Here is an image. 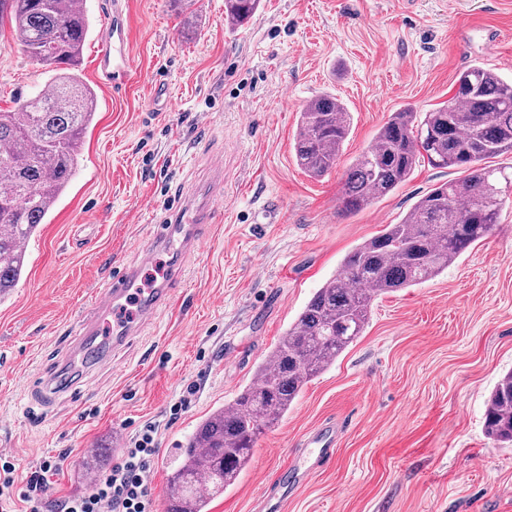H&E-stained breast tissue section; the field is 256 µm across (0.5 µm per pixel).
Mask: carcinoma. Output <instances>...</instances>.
Listing matches in <instances>:
<instances>
[{
	"instance_id": "1",
	"label": "carcinoma",
	"mask_w": 512,
	"mask_h": 512,
	"mask_svg": "<svg viewBox=\"0 0 512 512\" xmlns=\"http://www.w3.org/2000/svg\"><path fill=\"white\" fill-rule=\"evenodd\" d=\"M259 5L224 0V19L241 27ZM6 19L13 39L50 79L48 90L17 100V111H0V299L20 282L26 245L80 165L83 134L97 109L94 92L77 72L90 28L84 10L67 0H0V26ZM456 84L444 106L391 114L346 170L339 209L367 208L422 163L455 167L463 176L428 191L398 223L344 257L258 365L256 380L211 412L179 448L167 512H207L211 499L248 467L264 430L362 335L376 297L435 278L500 223L503 188L512 186V178L481 161L512 154V80L474 65ZM351 122L339 98L322 93L308 100L293 140L297 166L311 178L328 174ZM484 432L512 446V370L488 398Z\"/></svg>"
}]
</instances>
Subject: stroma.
<instances>
[{"label":"stroma","mask_w":512,"mask_h":512,"mask_svg":"<svg viewBox=\"0 0 512 512\" xmlns=\"http://www.w3.org/2000/svg\"><path fill=\"white\" fill-rule=\"evenodd\" d=\"M79 72L97 97L83 161L29 243L0 301V448L20 474L46 470L50 504L85 492L83 463L119 458L114 436L162 422L152 492L163 512L177 448L250 384L279 336L357 244L460 178L418 166L356 213L338 208L344 168L392 112L446 104L464 69L512 78V0H262L235 29L224 0H124L130 79L94 70L105 0H86ZM43 68L0 28V110L41 89ZM169 91L153 109L157 83ZM332 93L353 121L339 166H297L302 105ZM224 165V221L175 295L138 336L83 379L78 396L33 388L71 351L114 265L137 259L171 196ZM512 370V193L501 222L435 279L382 296L362 336L310 380L262 434L249 468L209 512H259L257 476L287 472L281 512H512V447L483 431L486 401ZM198 393L177 420L184 385ZM336 427L334 457L306 481L309 441Z\"/></svg>","instance_id":"obj_1"}]
</instances>
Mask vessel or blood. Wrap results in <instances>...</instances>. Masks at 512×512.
Wrapping results in <instances>:
<instances>
[{"label":"vessel or blood","mask_w":512,"mask_h":512,"mask_svg":"<svg viewBox=\"0 0 512 512\" xmlns=\"http://www.w3.org/2000/svg\"><path fill=\"white\" fill-rule=\"evenodd\" d=\"M128 43L129 32L123 21V11L112 8L106 36L96 54L95 67L100 79L115 86L126 82L129 74ZM223 218L224 170L219 167L215 170L203 205H196L192 193L187 190L175 196L168 222L157 225L142 246L138 263L117 268L107 282L93 318L82 326L68 365L41 380L40 389L49 396L74 391L73 370L106 363L114 348L140 335L175 293L186 265L201 248L205 228L222 223ZM160 252L168 256L166 270L152 287H141L139 281L143 268L152 265ZM311 454L313 466L303 471L307 477L311 476L313 468L322 467L332 459V432H324L314 441Z\"/></svg>","instance_id":"obj_1"}]
</instances>
